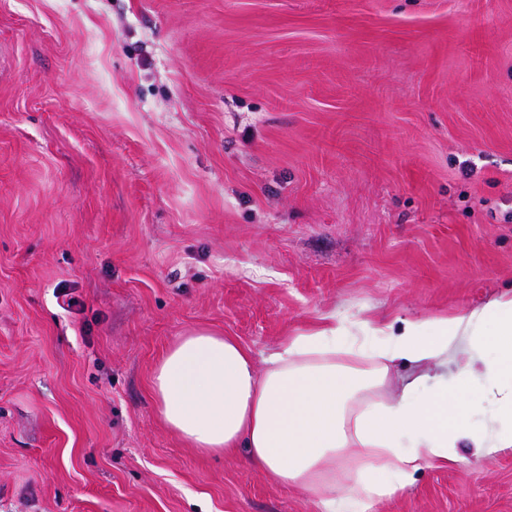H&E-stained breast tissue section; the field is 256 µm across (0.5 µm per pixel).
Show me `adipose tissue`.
Listing matches in <instances>:
<instances>
[{
	"instance_id": "1",
	"label": "adipose tissue",
	"mask_w": 512,
	"mask_h": 512,
	"mask_svg": "<svg viewBox=\"0 0 512 512\" xmlns=\"http://www.w3.org/2000/svg\"><path fill=\"white\" fill-rule=\"evenodd\" d=\"M468 361L447 377L449 359ZM407 366L405 375L394 372ZM159 417L192 447L245 449L322 512H369L454 460L460 442L492 460L512 449V296L451 316L353 326L322 316L285 337L264 370L230 337H180L153 372ZM495 409L476 424L466 394Z\"/></svg>"
}]
</instances>
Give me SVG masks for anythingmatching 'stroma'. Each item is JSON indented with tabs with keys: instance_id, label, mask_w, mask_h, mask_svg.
Instances as JSON below:
<instances>
[{
	"instance_id": "stroma-1",
	"label": "stroma",
	"mask_w": 512,
	"mask_h": 512,
	"mask_svg": "<svg viewBox=\"0 0 512 512\" xmlns=\"http://www.w3.org/2000/svg\"><path fill=\"white\" fill-rule=\"evenodd\" d=\"M511 293L512 0H0V512H320L161 423L166 349ZM370 512H512V449Z\"/></svg>"
}]
</instances>
